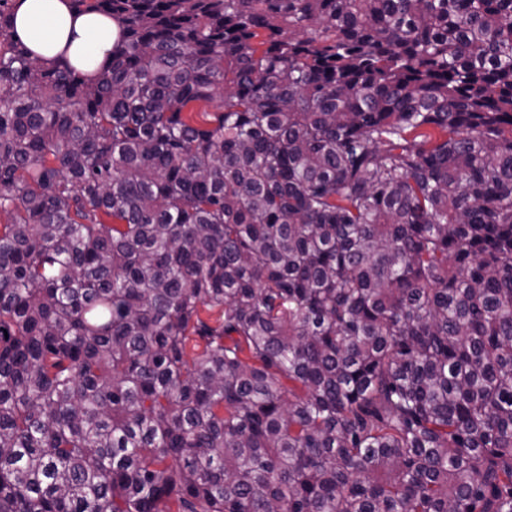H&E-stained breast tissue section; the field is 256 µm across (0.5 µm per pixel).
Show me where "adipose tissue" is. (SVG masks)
<instances>
[{
	"label": "adipose tissue",
	"instance_id": "obj_1",
	"mask_svg": "<svg viewBox=\"0 0 512 512\" xmlns=\"http://www.w3.org/2000/svg\"><path fill=\"white\" fill-rule=\"evenodd\" d=\"M14 31L41 62L49 64L57 56H66L90 80L111 61L119 36L111 18L76 12L71 0H19Z\"/></svg>",
	"mask_w": 512,
	"mask_h": 512
}]
</instances>
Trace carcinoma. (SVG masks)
<instances>
[{"instance_id":"cac0c4a2","label":"carcinoma","mask_w":512,"mask_h":512,"mask_svg":"<svg viewBox=\"0 0 512 512\" xmlns=\"http://www.w3.org/2000/svg\"><path fill=\"white\" fill-rule=\"evenodd\" d=\"M0 0V512H512V0ZM14 31L41 62L49 65L64 54L88 80H95L111 61L119 36L111 18L78 13L70 0H19Z\"/></svg>"}]
</instances>
